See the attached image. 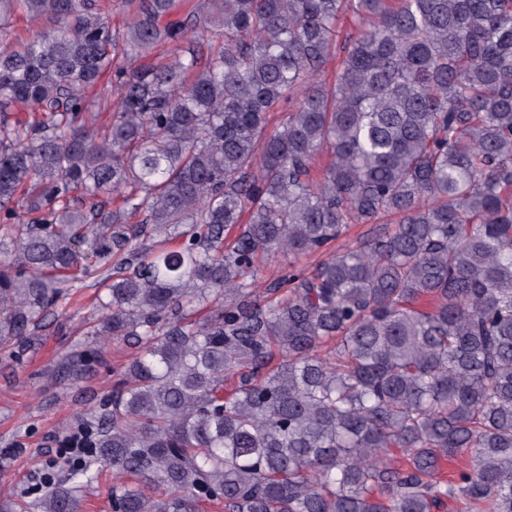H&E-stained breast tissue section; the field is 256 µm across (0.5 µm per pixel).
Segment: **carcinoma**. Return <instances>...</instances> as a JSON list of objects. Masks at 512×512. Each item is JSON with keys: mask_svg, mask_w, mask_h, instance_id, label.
Masks as SVG:
<instances>
[{"mask_svg": "<svg viewBox=\"0 0 512 512\" xmlns=\"http://www.w3.org/2000/svg\"><path fill=\"white\" fill-rule=\"evenodd\" d=\"M207 2L203 45L174 0H137L122 35L99 0H0L1 30L55 19L0 49V106L37 113L0 126V340L100 269L90 335L136 349L75 427L92 456L0 512H84L109 472L112 512H512V0ZM166 42L86 122L114 57ZM380 221L257 290L258 256ZM46 17H30L23 10H18L10 19L9 27L13 33L30 36L50 27ZM116 98L109 77H105L94 91L87 92V111L98 115L95 126L100 128L107 125L112 118V103Z\"/></svg>", "mask_w": 512, "mask_h": 512, "instance_id": "obj_1", "label": "carcinoma"}]
</instances>
